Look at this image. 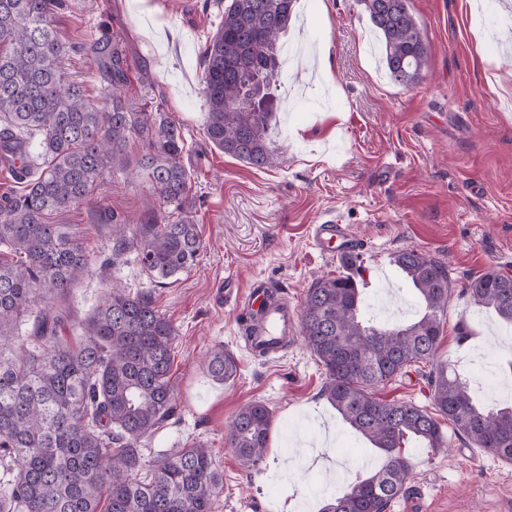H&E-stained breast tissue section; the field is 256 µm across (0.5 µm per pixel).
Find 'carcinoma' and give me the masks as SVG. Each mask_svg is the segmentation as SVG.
Returning a JSON list of instances; mask_svg holds the SVG:
<instances>
[{"label": "carcinoma", "instance_id": "obj_1", "mask_svg": "<svg viewBox=\"0 0 512 512\" xmlns=\"http://www.w3.org/2000/svg\"><path fill=\"white\" fill-rule=\"evenodd\" d=\"M294 2L230 0L204 55V134L253 168L277 160L269 130L279 106L280 40ZM360 2L381 38L389 80L414 87L429 44L409 0ZM69 8L68 0H0V153L19 162L16 177L27 182L22 193L0 194V512H101L103 501L106 512H213L224 473L211 449L196 443L151 462L140 451L175 412L170 368L177 329L151 296L108 288L79 323L80 335H61L66 311L59 302L86 272L90 255L48 216L83 202L105 174L124 171L130 140L141 143L138 166L167 211L133 227L109 215L112 254L101 265H117L133 248L145 271L165 280L195 266L200 251L181 127L123 94L132 63L121 35L105 23L78 43L104 97L88 98L82 83L66 76L71 45L55 19ZM34 144L42 165L36 176ZM393 263L415 291L420 313L377 324L362 290L343 275L316 278L305 296L301 333L324 370L323 395L383 456L379 467L327 498L321 512H389L409 491L405 440L443 448L445 420L475 447L512 462V406L479 404L470 379L451 367L436 365L427 375L426 407L378 396L381 386L436 357L451 292L445 263L411 248L396 252ZM463 294L512 323V276L489 269ZM205 370L230 384L238 363L220 345L207 355ZM272 426L273 411L261 401L231 418L228 447L244 468L262 462Z\"/></svg>", "mask_w": 512, "mask_h": 512}]
</instances>
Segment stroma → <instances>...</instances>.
I'll return each instance as SVG.
<instances>
[{"mask_svg":"<svg viewBox=\"0 0 512 512\" xmlns=\"http://www.w3.org/2000/svg\"><path fill=\"white\" fill-rule=\"evenodd\" d=\"M410 8L430 44L412 88L387 78L361 0H309L307 10L297 11L282 57L308 47L318 58L327 50L331 68L306 89L295 70L283 69L281 107L271 123L279 161L259 170L224 155L204 134L201 74L224 11L220 0H79L56 18L72 44L107 23L123 32L134 66L149 70L151 87L135 78L129 92L182 128L201 241L195 266L162 284L133 250L120 264L100 267L99 257L112 251L101 210L139 224L162 209L137 166L140 146L130 143L125 173L105 177L88 201L49 218L65 225L93 259L69 296L72 324L65 333L77 335V322L101 302L109 283L151 293L178 330L171 370L178 410L143 454L151 460L198 442L210 448L224 473L215 512H320L323 474L350 475L355 461L378 459L323 395L325 375L303 338L269 362L243 350L236 310L214 302L224 282L243 288L269 281L299 308L315 276L347 275L379 315L394 307L382 280L412 302L392 255L418 250L450 271L438 361L476 378L485 402H512V379L502 378L512 359V325L474 308L462 293L487 269L512 275V5L410 0ZM328 220L350 225L361 251L344 259L314 250L310 227ZM463 318L472 336L461 343L455 326ZM219 344L238 360L234 383H215L204 370L206 353ZM429 370L420 365L388 383L381 397L429 405ZM253 401L273 410L274 427L263 462L248 470L228 449L225 429ZM446 440L438 450L406 441L410 492L391 512H512V463L455 431Z\"/></svg>","mask_w":512,"mask_h":512,"instance_id":"obj_1","label":"stroma"}]
</instances>
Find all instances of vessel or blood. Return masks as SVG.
<instances>
[{
  "mask_svg": "<svg viewBox=\"0 0 512 512\" xmlns=\"http://www.w3.org/2000/svg\"><path fill=\"white\" fill-rule=\"evenodd\" d=\"M311 244L321 253L350 256L358 252L362 243L348 225L328 221L313 225ZM220 299L237 304L250 331L245 348L258 358H272L288 348L296 319L286 299L274 296L270 283L252 281L242 290L224 289Z\"/></svg>",
  "mask_w": 512,
  "mask_h": 512,
  "instance_id": "1",
  "label": "vessel or blood"
}]
</instances>
